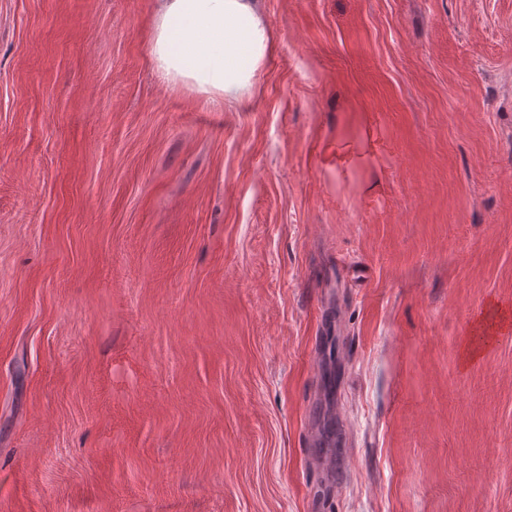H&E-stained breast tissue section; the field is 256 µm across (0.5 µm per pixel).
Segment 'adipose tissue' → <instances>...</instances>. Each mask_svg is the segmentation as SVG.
I'll return each instance as SVG.
<instances>
[{
	"mask_svg": "<svg viewBox=\"0 0 512 512\" xmlns=\"http://www.w3.org/2000/svg\"><path fill=\"white\" fill-rule=\"evenodd\" d=\"M273 49L255 0H158L150 61L168 82L237 100Z\"/></svg>",
	"mask_w": 512,
	"mask_h": 512,
	"instance_id": "adipose-tissue-1",
	"label": "adipose tissue"
}]
</instances>
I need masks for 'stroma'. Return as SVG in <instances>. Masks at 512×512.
<instances>
[{
    "label": "stroma",
    "mask_w": 512,
    "mask_h": 512,
    "mask_svg": "<svg viewBox=\"0 0 512 512\" xmlns=\"http://www.w3.org/2000/svg\"><path fill=\"white\" fill-rule=\"evenodd\" d=\"M0 0V512H512V0ZM273 49L254 0H158L150 61L167 82L237 100Z\"/></svg>",
    "instance_id": "35a3bbf8"
}]
</instances>
